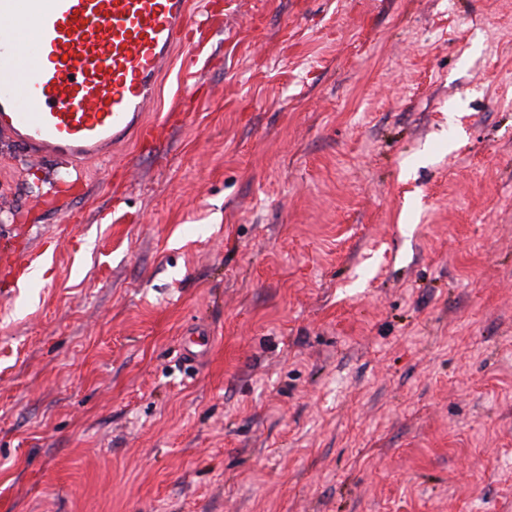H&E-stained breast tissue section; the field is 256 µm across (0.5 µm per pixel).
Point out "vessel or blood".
Wrapping results in <instances>:
<instances>
[{
	"label": "vessel or blood",
	"mask_w": 512,
	"mask_h": 512,
	"mask_svg": "<svg viewBox=\"0 0 512 512\" xmlns=\"http://www.w3.org/2000/svg\"><path fill=\"white\" fill-rule=\"evenodd\" d=\"M196 0H0V130L44 156L103 160L135 135Z\"/></svg>",
	"instance_id": "b4317fda"
}]
</instances>
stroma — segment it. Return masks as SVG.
Here are the masks:
<instances>
[{
    "mask_svg": "<svg viewBox=\"0 0 512 512\" xmlns=\"http://www.w3.org/2000/svg\"><path fill=\"white\" fill-rule=\"evenodd\" d=\"M223 2L155 145L0 131V512H512V0Z\"/></svg>",
    "mask_w": 512,
    "mask_h": 512,
    "instance_id": "35a3bbf8",
    "label": "stroma"
}]
</instances>
